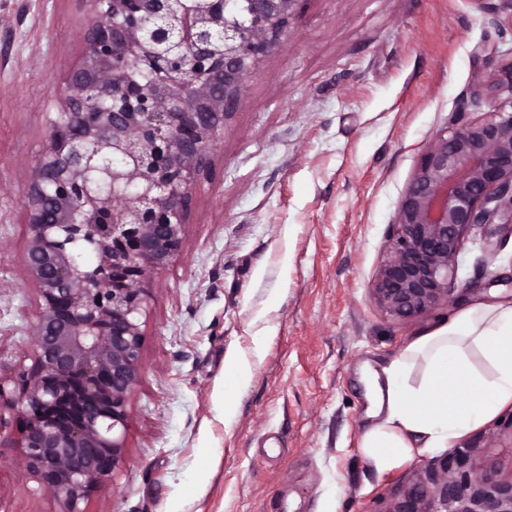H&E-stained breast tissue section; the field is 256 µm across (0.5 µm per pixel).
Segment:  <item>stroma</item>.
Masks as SVG:
<instances>
[{
	"label": "stroma",
	"instance_id": "35a3bbf8",
	"mask_svg": "<svg viewBox=\"0 0 512 512\" xmlns=\"http://www.w3.org/2000/svg\"><path fill=\"white\" fill-rule=\"evenodd\" d=\"M87 0H0V372L33 364L39 308L22 276L21 198L56 98L80 60ZM512 14L477 0H303L282 50L246 80L194 190L175 264L154 274L128 458L87 512H393L445 486L449 452L380 474L359 449L364 368L480 303L512 300V235L481 230L457 258L452 302L409 321L368 299L423 149L472 99ZM248 382L225 418L228 368ZM0 412V512H60L22 466ZM456 479L512 481V413L470 435ZM210 453L209 471L202 455Z\"/></svg>",
	"mask_w": 512,
	"mask_h": 512
}]
</instances>
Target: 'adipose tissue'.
<instances>
[{"instance_id":"1","label":"adipose tissue","mask_w":512,"mask_h":512,"mask_svg":"<svg viewBox=\"0 0 512 512\" xmlns=\"http://www.w3.org/2000/svg\"><path fill=\"white\" fill-rule=\"evenodd\" d=\"M512 411V302L479 304L412 339L374 384L360 448L378 473L460 447Z\"/></svg>"}]
</instances>
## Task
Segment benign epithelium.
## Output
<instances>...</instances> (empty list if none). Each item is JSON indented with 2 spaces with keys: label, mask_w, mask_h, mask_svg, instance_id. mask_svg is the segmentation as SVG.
<instances>
[{
  "label": "benign epithelium",
  "mask_w": 512,
  "mask_h": 512,
  "mask_svg": "<svg viewBox=\"0 0 512 512\" xmlns=\"http://www.w3.org/2000/svg\"><path fill=\"white\" fill-rule=\"evenodd\" d=\"M86 2L83 55L22 195L23 271L41 303L34 363L0 375V402L23 421L26 470L62 512H85L126 462L152 276L177 260L193 191L246 78L281 50L302 0ZM474 98L488 111L422 152L369 283L395 320L453 298L472 229L488 240L512 232V58L476 77ZM77 243L95 265L82 267ZM392 512H512V484L450 479L438 503L414 489Z\"/></svg>",
  "instance_id": "obj_1"
}]
</instances>
